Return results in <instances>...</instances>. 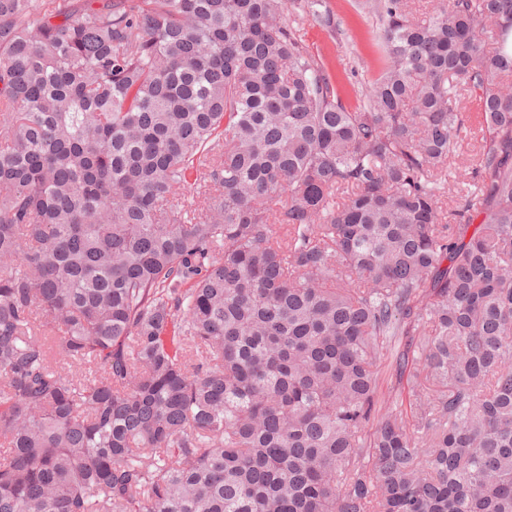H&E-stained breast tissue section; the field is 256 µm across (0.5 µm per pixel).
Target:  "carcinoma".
<instances>
[{
    "instance_id": "obj_1",
    "label": "carcinoma",
    "mask_w": 512,
    "mask_h": 512,
    "mask_svg": "<svg viewBox=\"0 0 512 512\" xmlns=\"http://www.w3.org/2000/svg\"><path fill=\"white\" fill-rule=\"evenodd\" d=\"M410 2L351 108L288 0H0V512H512V0Z\"/></svg>"
}]
</instances>
